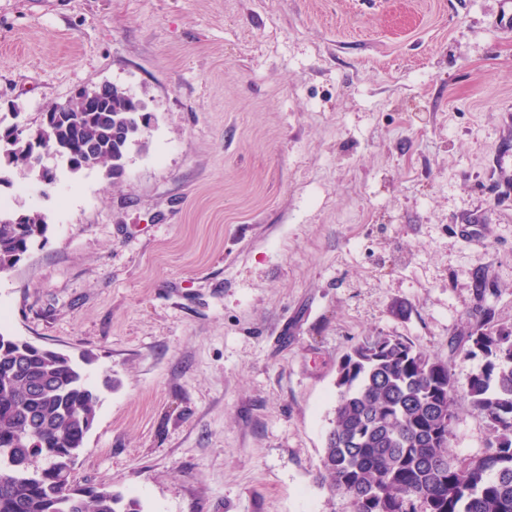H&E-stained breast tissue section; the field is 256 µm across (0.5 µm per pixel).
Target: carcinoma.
Returning a JSON list of instances; mask_svg holds the SVG:
<instances>
[{"label": "carcinoma", "mask_w": 512, "mask_h": 512, "mask_svg": "<svg viewBox=\"0 0 512 512\" xmlns=\"http://www.w3.org/2000/svg\"><path fill=\"white\" fill-rule=\"evenodd\" d=\"M144 102L114 84L98 112H44L19 138L0 120V186L33 172L34 140L50 142L72 174L90 157L118 181L143 131ZM46 216L0 209V272L47 239ZM481 355L465 394L494 440L482 455L448 454L457 385L448 364L395 336H367L337 368L338 397L320 483L351 512H512V328L483 321L466 336ZM97 396L71 355L0 331V512H141L108 487L80 488L71 470L93 427Z\"/></svg>", "instance_id": "carcinoma-1"}]
</instances>
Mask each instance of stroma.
I'll return each mask as SVG.
<instances>
[{
    "label": "stroma",
    "instance_id": "stroma-1",
    "mask_svg": "<svg viewBox=\"0 0 512 512\" xmlns=\"http://www.w3.org/2000/svg\"><path fill=\"white\" fill-rule=\"evenodd\" d=\"M503 0H0V118L108 82L155 123L125 174L16 169L49 241L0 276V331L98 397L73 469L142 512H349L321 488L336 370L364 337L483 364L512 327ZM409 307L393 314L394 303ZM493 433L461 392L448 452Z\"/></svg>",
    "mask_w": 512,
    "mask_h": 512
}]
</instances>
